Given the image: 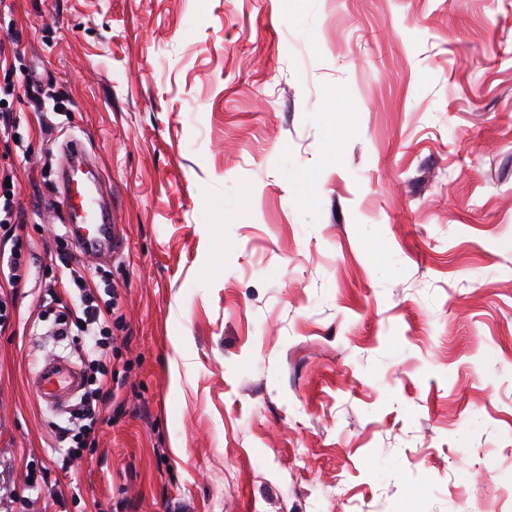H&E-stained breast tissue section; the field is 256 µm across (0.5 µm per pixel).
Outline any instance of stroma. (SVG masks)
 <instances>
[{
    "mask_svg": "<svg viewBox=\"0 0 512 512\" xmlns=\"http://www.w3.org/2000/svg\"><path fill=\"white\" fill-rule=\"evenodd\" d=\"M47 274L62 145L112 199L125 384L53 464L79 364L37 291L0 332L30 512H512V0H0ZM58 100L61 111L49 109ZM32 379L42 399L53 406L63 402L82 386L77 367L60 359L45 360L32 374Z\"/></svg>",
    "mask_w": 512,
    "mask_h": 512,
    "instance_id": "35a3bbf8",
    "label": "stroma"
}]
</instances>
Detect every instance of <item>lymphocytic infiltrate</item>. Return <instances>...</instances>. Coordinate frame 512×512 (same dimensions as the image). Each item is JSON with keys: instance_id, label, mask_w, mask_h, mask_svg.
Here are the masks:
<instances>
[{"instance_id": "obj_1", "label": "lymphocytic infiltrate", "mask_w": 512, "mask_h": 512, "mask_svg": "<svg viewBox=\"0 0 512 512\" xmlns=\"http://www.w3.org/2000/svg\"><path fill=\"white\" fill-rule=\"evenodd\" d=\"M16 191L0 179V238L9 240L10 248L0 249V330L10 324V310L17 288L39 275L37 253L33 244L18 241L15 227L20 213L15 205ZM96 273L87 271L53 278L45 283L46 294L55 289L70 291V300H57L54 322L59 335L72 337L80 342L81 356L89 369L87 383L94 403L83 406L68 430L67 446L62 457V467H70L83 456L86 449L98 443V429L102 422L100 408L108 404L112 393L109 386L115 377L110 364L118 356L119 348L112 334L111 303H99L94 292Z\"/></svg>"}]
</instances>
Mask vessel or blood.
<instances>
[{
  "mask_svg": "<svg viewBox=\"0 0 512 512\" xmlns=\"http://www.w3.org/2000/svg\"><path fill=\"white\" fill-rule=\"evenodd\" d=\"M59 205L63 221L69 224L71 238L77 247L96 260L109 253L116 232L96 190H83L76 180L62 178ZM32 379L42 399L53 406L73 395L82 385L77 367L60 359L44 361Z\"/></svg>",
  "mask_w": 512,
  "mask_h": 512,
  "instance_id": "vessel-or-blood-1",
  "label": "vessel or blood"
}]
</instances>
